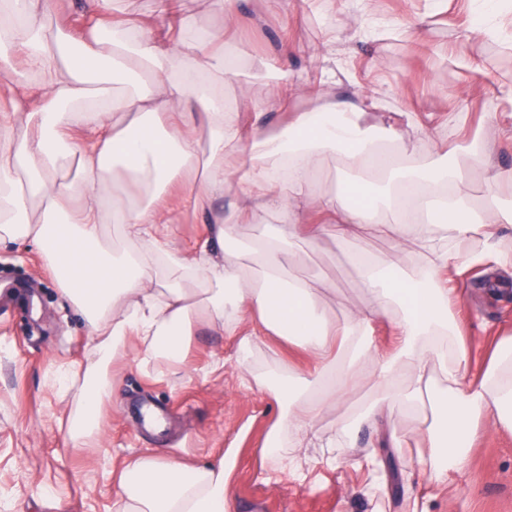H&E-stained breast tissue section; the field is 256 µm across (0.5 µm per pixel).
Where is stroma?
Segmentation results:
<instances>
[{"label":"stroma","instance_id":"obj_1","mask_svg":"<svg viewBox=\"0 0 512 512\" xmlns=\"http://www.w3.org/2000/svg\"><path fill=\"white\" fill-rule=\"evenodd\" d=\"M372 9L368 16L357 0H290L276 13L265 0H238L229 36L243 76L225 84V98L233 99L243 85L265 98L281 78L302 84L332 65L338 96L372 91L382 100L372 123L416 114L422 135L400 129L412 160H423L436 140L464 147L478 138L492 143L500 169L512 171V103L506 99L512 53L491 39L462 38L468 0H446L441 9L432 0H374ZM329 23L336 40L327 49ZM285 41L294 54L284 64L276 51ZM468 59L478 69L465 67ZM300 248L303 262L290 274L315 284L330 312L341 317L349 303H370L348 248L332 238ZM20 284L34 289L37 306L28 308L17 294L0 310V512H113L122 463L146 453L196 465L227 462L230 512H408L414 497L428 512H512V433L482 425L466 468L432 484L389 448L394 432L407 448L417 445L418 415L396 411L378 427L356 430L344 443L343 460L328 470L319 463V441L335 434L349 410H326L317 440L296 451L306 479L266 483L263 448L280 416L267 368L304 375L310 361L269 334L256 378L243 381L234 341L205 322L178 374L141 368L130 355L114 362L102 435L88 447H72L66 420L76 392L54 378L92 362L86 323L29 242L0 249V289ZM452 313L470 352L468 373L479 376L498 342L512 336V273L471 267ZM371 453L384 462L380 472L360 465Z\"/></svg>","mask_w":512,"mask_h":512}]
</instances>
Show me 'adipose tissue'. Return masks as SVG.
Wrapping results in <instances>:
<instances>
[{
	"label": "adipose tissue",
	"mask_w": 512,
	"mask_h": 512,
	"mask_svg": "<svg viewBox=\"0 0 512 512\" xmlns=\"http://www.w3.org/2000/svg\"><path fill=\"white\" fill-rule=\"evenodd\" d=\"M472 2L464 37L512 49V35L495 24L512 0ZM213 3L223 28L189 34L174 0H158L153 20H119L114 0H84L80 35L61 29L48 44L44 21L54 0H0V79L15 92L0 121V245L37 246L83 315L98 357L85 372L57 375L59 386L79 388L71 443L99 437L100 408L112 393L108 368L125 357L129 336L142 366L178 369L204 320L235 337L236 364L250 374L262 339L238 330L252 317L312 362L308 376L278 384L288 413L264 450L270 482L304 480L296 448L327 408L348 402L353 414L336 423L343 436L393 406L423 412L418 433L435 460L428 479L446 482L468 464L480 423L512 431V338L497 345L480 378H469V353L449 314L469 265L487 259L512 268L498 238L499 225L512 223L498 186L512 172L497 169L489 146L460 166L445 140L412 163L395 126L367 122L378 99L336 96L332 69L308 84L282 81L264 99L244 87L226 103L224 85L239 73L224 41L236 0ZM297 97L310 107L285 127L273 132L261 122ZM76 127L88 131L86 145L73 144ZM330 156L354 173L347 190L317 191ZM473 170L485 176L481 200L471 193ZM178 179L190 206L230 198L227 211L208 215L210 235L192 250L170 244L181 212L162 199ZM260 214L271 223L251 246L240 245L233 225ZM113 224L134 249L113 247L105 235ZM324 236L342 246L392 240L379 255L350 252L373 301L340 319L286 270L299 260L298 240ZM384 318L394 342L365 363ZM335 348L340 358H331ZM366 379L373 396L355 402ZM120 489L113 512H228L232 494L223 465L152 454L125 463Z\"/></svg>",
	"instance_id": "adipose-tissue-1"
}]
</instances>
